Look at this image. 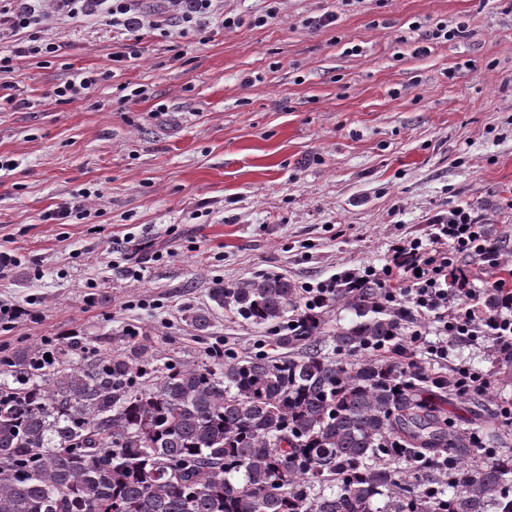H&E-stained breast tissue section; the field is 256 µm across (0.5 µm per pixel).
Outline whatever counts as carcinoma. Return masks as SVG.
<instances>
[{
	"mask_svg": "<svg viewBox=\"0 0 512 512\" xmlns=\"http://www.w3.org/2000/svg\"><path fill=\"white\" fill-rule=\"evenodd\" d=\"M383 293L336 284L352 318L328 332L285 276L214 283L212 306L273 328L277 355L163 357L140 336L79 363L71 342L11 351L0 512H512V427L497 407L454 422L443 403L493 399L383 355L408 346ZM186 321L206 336L211 312Z\"/></svg>",
	"mask_w": 512,
	"mask_h": 512,
	"instance_id": "carcinoma-1",
	"label": "carcinoma"
}]
</instances>
